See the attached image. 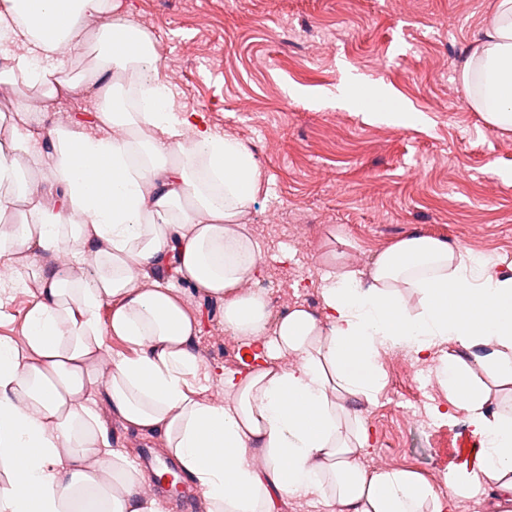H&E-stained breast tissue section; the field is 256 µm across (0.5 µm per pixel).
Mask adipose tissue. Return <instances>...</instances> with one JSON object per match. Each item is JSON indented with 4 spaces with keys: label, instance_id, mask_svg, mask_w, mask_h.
I'll return each instance as SVG.
<instances>
[{
    "label": "adipose tissue",
    "instance_id": "ef3b65f1",
    "mask_svg": "<svg viewBox=\"0 0 512 512\" xmlns=\"http://www.w3.org/2000/svg\"><path fill=\"white\" fill-rule=\"evenodd\" d=\"M112 9V0H0V85L38 89L44 102L86 86L95 100L88 117L63 125L21 112L25 141L0 142V206L12 193L25 207L23 222L0 226V261L63 252L81 271L39 273L22 342L0 338V512H157L139 494L138 469L113 448L102 404L164 435L207 512H275L288 497L331 498L342 512H441L418 474L363 462L369 433L350 404L380 389L379 359L395 347L439 356L451 411L481 439L472 471L447 476L453 496L481 487L485 512H512V404L490 408L492 387L512 384V274L415 234L383 251L369 279L326 273L321 317L290 309L265 338L268 302L246 288L261 271L244 225L259 165L146 78L158 67L155 42ZM89 54L90 80L70 75ZM461 75L485 123L512 130V0H497ZM20 148L43 165L41 181L21 175ZM166 263L170 279L141 286L146 269ZM188 288L223 302L225 326L257 359L225 375L221 404L198 396L211 373L192 348L199 322L182 301ZM109 336L134 354L104 369ZM449 343L471 361L442 356ZM288 353L296 363L278 366ZM474 364L485 381L472 379Z\"/></svg>",
    "mask_w": 512,
    "mask_h": 512
}]
</instances>
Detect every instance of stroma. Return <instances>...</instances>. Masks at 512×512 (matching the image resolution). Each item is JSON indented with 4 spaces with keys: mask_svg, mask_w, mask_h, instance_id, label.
Listing matches in <instances>:
<instances>
[{
    "mask_svg": "<svg viewBox=\"0 0 512 512\" xmlns=\"http://www.w3.org/2000/svg\"><path fill=\"white\" fill-rule=\"evenodd\" d=\"M119 14L153 35L159 74L177 66L178 106L202 113L260 165V192L247 223L263 251L257 284L285 307L320 316L323 247L345 240L348 262L368 272L377 256L411 233L448 239L463 255L512 262V131L488 127L471 109L461 63L494 0H118ZM366 76L355 94H386L402 128L327 105L344 71ZM201 362L227 372L247 358L224 328V305L190 293ZM383 385L357 407L371 436L365 464L419 474L453 512H484V493L451 499L446 477L472 447L464 414L444 417L448 397L420 372L436 363L388 351ZM112 446L166 455L161 434L142 435L105 417Z\"/></svg>",
    "mask_w": 512,
    "mask_h": 512,
    "instance_id": "obj_1",
    "label": "stroma"
}]
</instances>
